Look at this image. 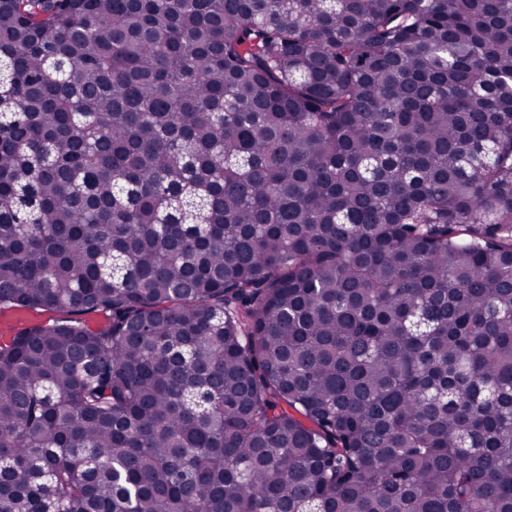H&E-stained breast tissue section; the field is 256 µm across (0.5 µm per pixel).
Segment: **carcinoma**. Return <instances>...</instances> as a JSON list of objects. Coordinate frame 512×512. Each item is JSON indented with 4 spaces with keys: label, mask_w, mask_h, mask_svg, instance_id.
Returning a JSON list of instances; mask_svg holds the SVG:
<instances>
[{
    "label": "carcinoma",
    "mask_w": 512,
    "mask_h": 512,
    "mask_svg": "<svg viewBox=\"0 0 512 512\" xmlns=\"http://www.w3.org/2000/svg\"><path fill=\"white\" fill-rule=\"evenodd\" d=\"M0 76V305L69 315L0 512H512V0H0Z\"/></svg>",
    "instance_id": "obj_1"
}]
</instances>
